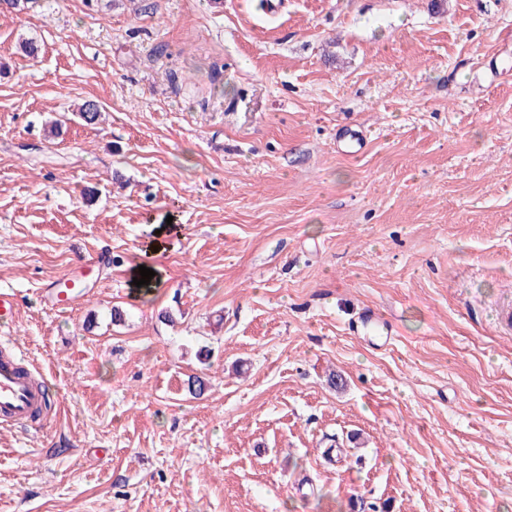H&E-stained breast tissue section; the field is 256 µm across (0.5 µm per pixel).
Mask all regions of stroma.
I'll return each instance as SVG.
<instances>
[{"label": "stroma", "instance_id": "stroma-1", "mask_svg": "<svg viewBox=\"0 0 512 512\" xmlns=\"http://www.w3.org/2000/svg\"><path fill=\"white\" fill-rule=\"evenodd\" d=\"M153 2L0 12V512H512V0ZM24 361L23 353L9 337L0 341V424H23L49 402L29 375L20 371Z\"/></svg>", "mask_w": 512, "mask_h": 512}]
</instances>
